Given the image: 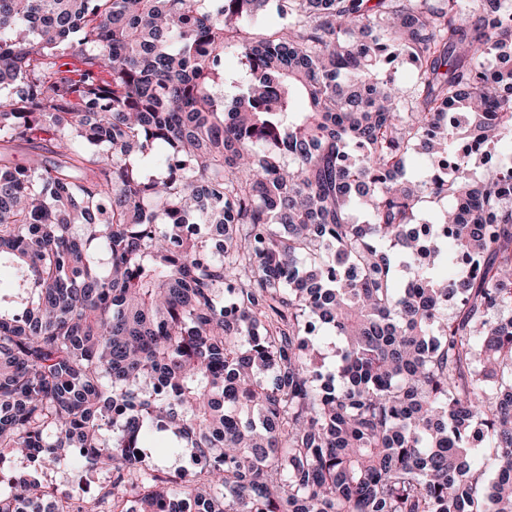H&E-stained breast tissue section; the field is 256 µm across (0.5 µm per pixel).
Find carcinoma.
<instances>
[{
  "mask_svg": "<svg viewBox=\"0 0 512 512\" xmlns=\"http://www.w3.org/2000/svg\"><path fill=\"white\" fill-rule=\"evenodd\" d=\"M501 58L512 0H0V512L75 463L97 512H512ZM244 72V65L237 56L224 57V96L228 100L244 93ZM389 73L400 83L403 89L410 93L415 83V68L404 55H399L392 64Z\"/></svg>",
  "mask_w": 512,
  "mask_h": 512,
  "instance_id": "cac0c4a2",
  "label": "carcinoma"
}]
</instances>
